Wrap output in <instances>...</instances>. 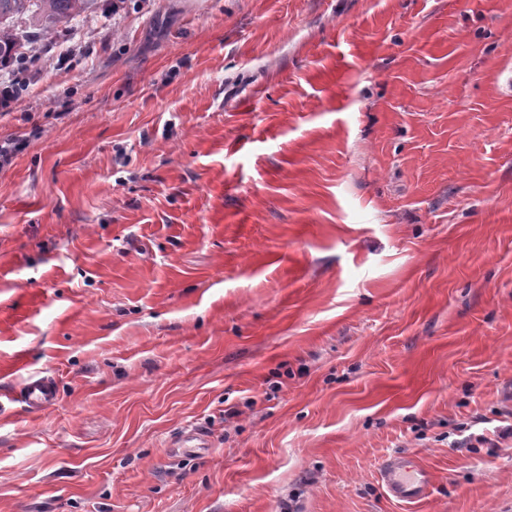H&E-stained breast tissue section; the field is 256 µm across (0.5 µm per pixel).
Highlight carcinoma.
<instances>
[{"label": "carcinoma", "instance_id": "1", "mask_svg": "<svg viewBox=\"0 0 512 512\" xmlns=\"http://www.w3.org/2000/svg\"><path fill=\"white\" fill-rule=\"evenodd\" d=\"M90 0H0V59L22 54L27 20L36 22L39 33L53 38L59 27L81 16Z\"/></svg>", "mask_w": 512, "mask_h": 512}]
</instances>
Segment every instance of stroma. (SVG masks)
Instances as JSON below:
<instances>
[{"label": "stroma", "mask_w": 512, "mask_h": 512, "mask_svg": "<svg viewBox=\"0 0 512 512\" xmlns=\"http://www.w3.org/2000/svg\"><path fill=\"white\" fill-rule=\"evenodd\" d=\"M24 52L0 512H512V0H94ZM20 401L33 411L51 407L57 398L56 382L49 377H31L20 392ZM381 477L387 492L400 501L421 500L430 486L426 469L406 457L390 456L381 466Z\"/></svg>", "instance_id": "35a3bbf8"}]
</instances>
